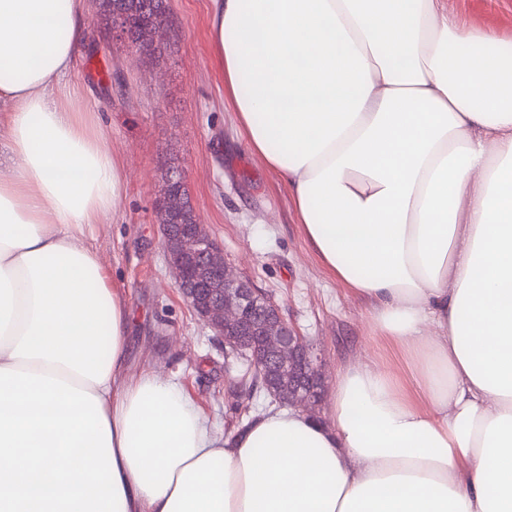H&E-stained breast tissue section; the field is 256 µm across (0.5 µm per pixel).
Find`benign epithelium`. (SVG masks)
Returning <instances> with one entry per match:
<instances>
[{
  "instance_id": "benign-epithelium-1",
  "label": "benign epithelium",
  "mask_w": 512,
  "mask_h": 512,
  "mask_svg": "<svg viewBox=\"0 0 512 512\" xmlns=\"http://www.w3.org/2000/svg\"><path fill=\"white\" fill-rule=\"evenodd\" d=\"M168 21L164 16L148 27L147 38L153 45L164 46ZM179 197L166 187L157 200L163 248L175 287L223 343L225 352L246 357L251 367L261 371L267 388L280 389L274 364L284 362L294 368V388L278 400L316 415L325 392L321 350L285 318L277 303L224 261V250L195 211H190L189 224L167 223L165 216L175 209Z\"/></svg>"
}]
</instances>
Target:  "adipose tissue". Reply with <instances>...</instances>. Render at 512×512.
I'll return each instance as SVG.
<instances>
[{"mask_svg":"<svg viewBox=\"0 0 512 512\" xmlns=\"http://www.w3.org/2000/svg\"><path fill=\"white\" fill-rule=\"evenodd\" d=\"M87 0H0V512H512V37L445 0H212L224 92L405 365L218 435L128 367L86 241L125 165L72 83Z\"/></svg>","mask_w":512,"mask_h":512,"instance_id":"adipose-tissue-1","label":"adipose tissue"}]
</instances>
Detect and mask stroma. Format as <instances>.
<instances>
[{
  "label": "stroma",
  "instance_id": "stroma-1",
  "mask_svg": "<svg viewBox=\"0 0 512 512\" xmlns=\"http://www.w3.org/2000/svg\"><path fill=\"white\" fill-rule=\"evenodd\" d=\"M447 5L466 23L512 36V0ZM170 8L159 59L79 50L73 79L83 105L128 162L118 214L92 225L87 241L127 296L132 369L148 365L182 385L229 435L276 402L249 391L237 361L174 285L156 214L171 169L185 170L192 205L226 262L324 350L328 385L348 360L371 356L375 342L365 306L307 244L282 179L248 148L209 39L210 0H170Z\"/></svg>",
  "mask_w": 512,
  "mask_h": 512
}]
</instances>
